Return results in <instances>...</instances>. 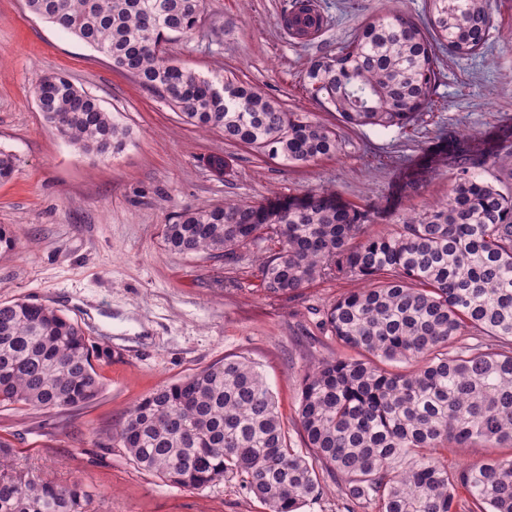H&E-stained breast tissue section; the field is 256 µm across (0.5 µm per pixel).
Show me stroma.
<instances>
[{
	"instance_id": "35a3bbf8",
	"label": "stroma",
	"mask_w": 512,
	"mask_h": 512,
	"mask_svg": "<svg viewBox=\"0 0 512 512\" xmlns=\"http://www.w3.org/2000/svg\"><path fill=\"white\" fill-rule=\"evenodd\" d=\"M287 0H206L203 39H175L166 56L207 77L228 75L334 127L335 154L306 166L226 142L184 122L165 101L114 69L102 53L32 14L25 0H0V149L16 157L0 182V225L19 248L0 253V302L24 299L59 309L107 351L96 364L98 398L72 409L0 406L5 466L59 484L80 480L90 512H266L236 482L202 490L164 483L113 442L127 409L160 387L229 356L257 367L274 392L292 442L306 367L338 348L318 328L347 292L319 280L297 295L264 291L260 254L270 242L223 257L168 251L164 224L184 209L230 200L259 202L327 187L371 209L369 229L389 230L407 213L446 198L453 155L484 159L483 179L512 173V0H492L494 28L469 56L437 50L432 104L407 127L353 128L306 91L311 58L336 53L384 0H320L328 26L312 41L279 25ZM66 74L130 131L106 160L78 153L45 120L32 87ZM228 160L226 174L207 165Z\"/></svg>"
}]
</instances>
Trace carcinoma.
Instances as JSON below:
<instances>
[{
	"label": "carcinoma",
	"instance_id": "obj_1",
	"mask_svg": "<svg viewBox=\"0 0 512 512\" xmlns=\"http://www.w3.org/2000/svg\"><path fill=\"white\" fill-rule=\"evenodd\" d=\"M29 10L112 61L181 118L224 140L307 165L336 153V129L289 112L261 89L203 77L158 53L176 38L204 37V0H26ZM306 41L327 26L314 0L281 16ZM491 0H428L421 20L389 0L334 55L311 60L312 98L354 127H405L431 103L435 48L472 55L487 42ZM47 122L80 153L121 152L129 129L67 75L33 86ZM458 162L445 200L386 232L370 211L332 190L261 202L185 209L163 227L171 252L224 256L263 240L262 286L297 294L323 278L354 282L319 322L350 357L305 372L298 400L301 447H292L275 396L252 363L226 357L159 388L127 410L112 440L165 483L202 490L235 480L267 512H299L336 484L344 512H512V188ZM82 327L60 311L0 302V405L84 406L101 392ZM450 448L488 458L450 471ZM78 481L59 485L0 471V512H87Z\"/></svg>",
	"mask_w": 512,
	"mask_h": 512
}]
</instances>
